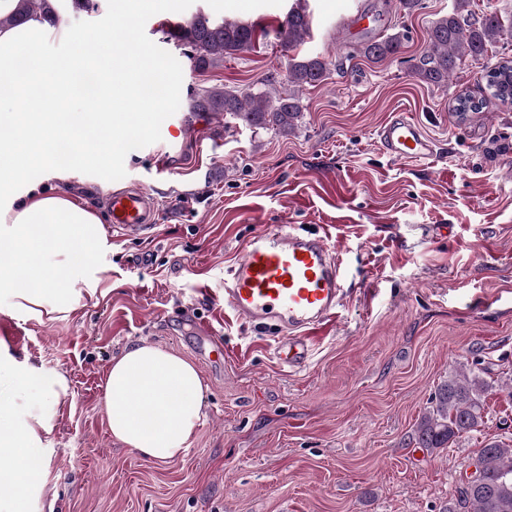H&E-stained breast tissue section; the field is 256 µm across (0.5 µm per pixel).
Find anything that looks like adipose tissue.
<instances>
[{"mask_svg":"<svg viewBox=\"0 0 512 512\" xmlns=\"http://www.w3.org/2000/svg\"><path fill=\"white\" fill-rule=\"evenodd\" d=\"M69 30L32 17L0 27V286L16 311L54 318L70 310L71 289L57 281L68 269L96 293L88 259L108 244L100 216L71 196L31 186L24 198L10 185L31 168L65 180L108 163L112 139L102 132L101 109L118 98L141 99L152 67L147 56L114 57L90 66L80 54L68 64L52 55L69 42ZM29 285L16 287L18 272ZM70 392L66 372L17 359L0 344V512H32L43 490L45 443L55 431L61 399ZM204 385L197 368L171 351L134 343L113 357L104 381L105 410L113 439L153 461H169L191 445L204 415Z\"/></svg>","mask_w":512,"mask_h":512,"instance_id":"adipose-tissue-1","label":"adipose tissue"}]
</instances>
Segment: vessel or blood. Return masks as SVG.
Masks as SVG:
<instances>
[{"label": "vessel or blood", "instance_id": "b4317fda", "mask_svg": "<svg viewBox=\"0 0 512 512\" xmlns=\"http://www.w3.org/2000/svg\"><path fill=\"white\" fill-rule=\"evenodd\" d=\"M372 13L357 9L340 15L345 31L368 32L379 27ZM377 137L391 158L423 162L437 153V143L408 113H395ZM114 229L137 233L154 227L156 212L138 192L106 197ZM344 279L335 255L323 239L285 230L260 232L247 243L224 280V304L245 322L274 325L281 336L276 357L288 366H303L314 336L333 317Z\"/></svg>", "mask_w": 512, "mask_h": 512}]
</instances>
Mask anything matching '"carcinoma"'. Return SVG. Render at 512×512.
<instances>
[{
    "mask_svg": "<svg viewBox=\"0 0 512 512\" xmlns=\"http://www.w3.org/2000/svg\"><path fill=\"white\" fill-rule=\"evenodd\" d=\"M471 0H455L454 9L432 23L426 54L415 65V74L424 82L448 86V78L468 57L484 55L488 45L498 41L504 25L496 14L476 15ZM33 15L49 24H57L59 10L52 0H18L15 10L0 18V25H19ZM311 35L307 0H294L276 37L285 48L304 42ZM405 34L393 33L369 41L361 53L373 60H383L400 52ZM255 27L235 21H216L205 13L194 16L181 30V41L191 48L188 58L194 70L204 73L224 62V57L255 46ZM328 63L318 56L292 58L288 80L269 91L251 92L242 88L214 87L196 94L193 112H216L245 125L273 129L288 134L302 115L303 90L329 78ZM483 101L460 94L452 111L462 116L480 112ZM485 382L475 372L451 375L435 390L430 409L416 428V442L421 448L435 450L449 447L456 439L475 430L484 422L481 396ZM477 458L483 481L470 490H458L444 512H512V446L489 441L479 449Z\"/></svg>",
    "mask_w": 512,
    "mask_h": 512,
    "instance_id": "cac0c4a2",
    "label": "carcinoma"
}]
</instances>
